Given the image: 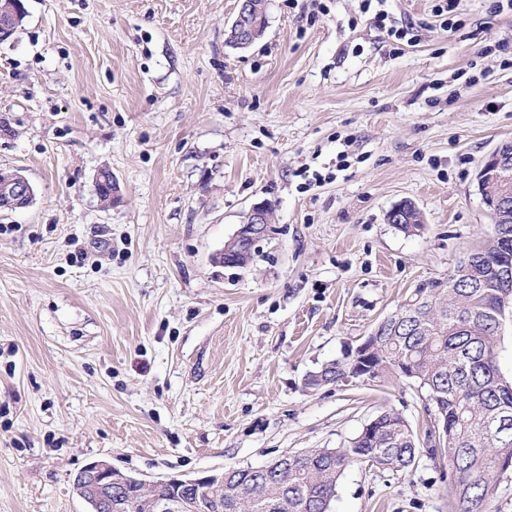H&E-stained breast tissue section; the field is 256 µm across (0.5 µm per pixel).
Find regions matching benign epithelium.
<instances>
[{
    "mask_svg": "<svg viewBox=\"0 0 512 512\" xmlns=\"http://www.w3.org/2000/svg\"><path fill=\"white\" fill-rule=\"evenodd\" d=\"M264 12V7L243 0L231 28L235 30L237 45L249 48L257 38V27L246 23L250 15L256 17ZM15 10L10 2L0 8V43L11 38ZM504 143H499L485 158L477 173V185L482 197H487V190L497 183L506 168V158L502 156ZM35 190L29 180L19 175L0 183V211H16L27 208L34 200ZM271 211L266 202L256 203L248 210L243 224L224 243L214 260L227 267L244 268L252 260L255 244L269 235ZM375 336L368 335L354 351V361L346 372L343 381L358 380L374 382L377 380L372 366ZM82 481V500L88 505V512H125L128 503L123 501L124 492L131 485L146 492L160 485L174 484L183 489L184 497L154 496L150 500L151 512H196V500L199 494L208 491L216 484H224V472H217L195 478H170L167 480L145 481L132 476H124L104 461L87 464L80 472Z\"/></svg>",
    "mask_w": 512,
    "mask_h": 512,
    "instance_id": "1",
    "label": "benign epithelium"
}]
</instances>
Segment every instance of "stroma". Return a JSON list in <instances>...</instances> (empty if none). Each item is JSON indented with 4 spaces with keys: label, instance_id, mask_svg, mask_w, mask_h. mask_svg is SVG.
I'll use <instances>...</instances> for the list:
<instances>
[{
    "label": "stroma",
    "instance_id": "obj_1",
    "mask_svg": "<svg viewBox=\"0 0 512 512\" xmlns=\"http://www.w3.org/2000/svg\"><path fill=\"white\" fill-rule=\"evenodd\" d=\"M495 2L459 0L448 36L436 0H385L428 23L395 54L362 0H268L246 51L225 43L239 0H22L0 168L35 200L0 213V512H86L73 481L98 459L153 481L346 448L384 410L415 465L349 467L330 512H451L423 390L306 378L491 232L476 174L512 140ZM403 200L418 234L387 222ZM263 201L250 265L214 263Z\"/></svg>",
    "mask_w": 512,
    "mask_h": 512
}]
</instances>
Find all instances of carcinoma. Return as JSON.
Listing matches in <instances>:
<instances>
[{
	"instance_id": "1",
	"label": "carcinoma",
	"mask_w": 512,
	"mask_h": 512,
	"mask_svg": "<svg viewBox=\"0 0 512 512\" xmlns=\"http://www.w3.org/2000/svg\"><path fill=\"white\" fill-rule=\"evenodd\" d=\"M404 234L422 230L418 211H409ZM467 269L455 278L434 279L409 297L378 334L373 361L380 377L411 368L426 392L440 426L448 430V497L454 512H495L498 481L512 471V379L497 366L506 318H512V281L501 270L512 265V211L493 225L489 238L467 252ZM345 363L321 369L326 384L339 383ZM418 447L404 419L380 413L373 433L357 435L348 448L311 455L288 465L280 477L247 481L243 496L250 512H330L338 479L352 464L405 471ZM198 512H234L232 498L215 489L198 499Z\"/></svg>"
}]
</instances>
